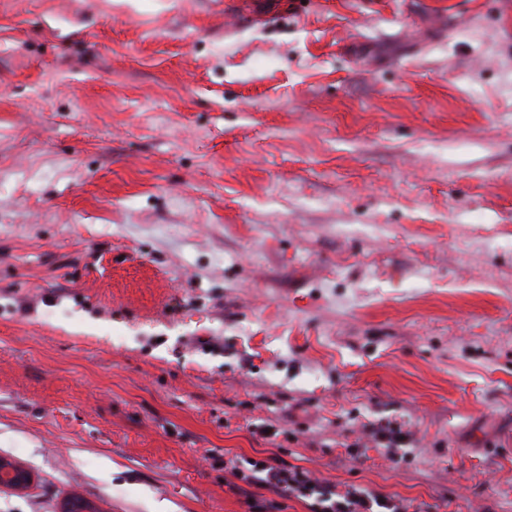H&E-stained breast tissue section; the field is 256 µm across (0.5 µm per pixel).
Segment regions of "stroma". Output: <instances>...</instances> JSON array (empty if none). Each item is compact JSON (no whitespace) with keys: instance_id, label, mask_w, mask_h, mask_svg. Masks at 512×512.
I'll list each match as a JSON object with an SVG mask.
<instances>
[{"instance_id":"stroma-1","label":"stroma","mask_w":512,"mask_h":512,"mask_svg":"<svg viewBox=\"0 0 512 512\" xmlns=\"http://www.w3.org/2000/svg\"><path fill=\"white\" fill-rule=\"evenodd\" d=\"M227 1L0 0V512H512V0ZM406 434L402 431L401 428H379L375 432V438L380 445L381 448H386L388 452H390L398 464L401 461V456L399 457L395 452V448H402L405 440ZM232 464L231 473L241 483H235L233 489L251 512H281L284 507L276 500H258L255 490L301 500L309 512H409L413 507L404 499L370 489L352 488L342 493L336 484L319 480L303 467H287L276 456L241 459L239 465ZM420 509L413 507L412 512H423ZM32 482V473L19 463L0 458V483L16 491L25 490Z\"/></svg>"}]
</instances>
